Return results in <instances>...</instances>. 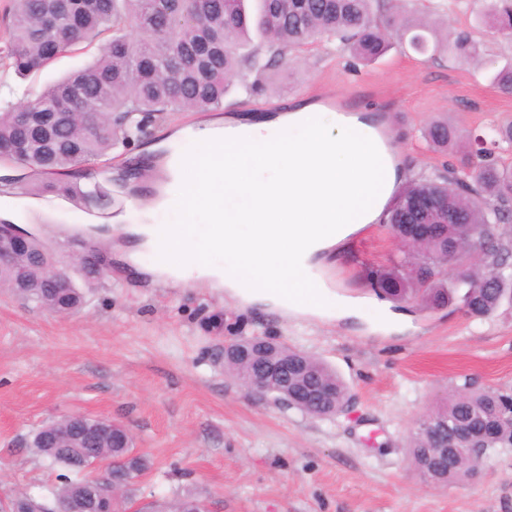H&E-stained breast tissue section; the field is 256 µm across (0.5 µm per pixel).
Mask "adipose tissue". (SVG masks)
<instances>
[{
	"label": "adipose tissue",
	"mask_w": 512,
	"mask_h": 512,
	"mask_svg": "<svg viewBox=\"0 0 512 512\" xmlns=\"http://www.w3.org/2000/svg\"><path fill=\"white\" fill-rule=\"evenodd\" d=\"M373 119L299 103L257 121L206 124L185 132L192 155L171 147L167 207L183 189L181 210L204 211L208 253L198 252L189 228L162 239L159 225L135 224L141 247L165 248L175 280H207L242 302H266L318 315L334 306L312 277L313 261L358 227L376 221L403 177L394 153L380 148Z\"/></svg>",
	"instance_id": "obj_1"
}]
</instances>
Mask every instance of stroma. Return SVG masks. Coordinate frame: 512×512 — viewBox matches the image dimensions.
<instances>
[{
    "label": "stroma",
    "instance_id": "stroma-1",
    "mask_svg": "<svg viewBox=\"0 0 512 512\" xmlns=\"http://www.w3.org/2000/svg\"><path fill=\"white\" fill-rule=\"evenodd\" d=\"M472 30V0H408ZM481 67L447 55L390 51L354 64L339 42H315L272 68V84L250 96L235 89L220 112H176L140 142L113 153V168L205 123L266 116L302 100L329 110H363L392 137L405 181L444 174L448 155L422 138L435 117L475 133L512 120V93L491 75L512 60V37L489 35ZM59 58L22 78L0 64V80L21 93L40 90L91 59ZM162 170L141 171L139 192L112 185V203L33 196L0 183L10 222L35 228L61 262L105 225L112 270L85 289L83 306L56 315L0 286V494L50 498L59 465L26 447L45 422L80 413L125 425L149 469L137 498L192 496L213 512H512V447L487 451L476 477L442 485L414 468L408 438L417 419L457 390L512 392V306L474 320L456 306L431 310L379 294L373 278L402 257L383 221L327 250L332 299L363 301L361 316L282 313L245 305L206 283L177 284L123 233L126 224L178 225L183 211L155 209ZM80 225L77 233L69 225ZM397 324L382 322L383 313ZM254 336L312 354L334 369L351 399L329 419L249 396L224 372V343Z\"/></svg>",
    "mask_w": 512,
    "mask_h": 512
}]
</instances>
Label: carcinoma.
<instances>
[{
    "label": "carcinoma",
    "mask_w": 512,
    "mask_h": 512,
    "mask_svg": "<svg viewBox=\"0 0 512 512\" xmlns=\"http://www.w3.org/2000/svg\"><path fill=\"white\" fill-rule=\"evenodd\" d=\"M10 0L5 19L7 35L0 42V61L19 75L39 72L59 57L82 50L102 37L98 52L85 67L50 85L21 106L0 109V165L23 156L28 173L17 183L30 193L80 195L99 206L112 200V189L96 184L83 191L77 178L89 161L101 165L112 184V151L146 135V124L164 121L172 112H213L224 108V97L239 78L249 94L265 90L272 63L308 43L338 40L350 57L369 65L396 46L425 55L451 54L477 64L485 54L483 38L448 27L436 30L402 6L385 0ZM478 19L492 34L512 35V0H476ZM60 35L54 53L47 35ZM491 81L512 90V64L496 71ZM84 91L81 111L69 104L70 92ZM422 137L435 151L451 152L455 161L447 174L406 184L398 196L430 194L447 202V212L427 217L429 236L403 246L404 261L377 275L390 298L416 301L430 309L452 303L460 291L462 309L470 318L494 314L512 297V275L506 272L512 246L505 228L512 224V166L494 156L500 143L512 144V122L497 124L491 135H472L441 118L430 120ZM484 236L482 255L469 263L468 274L454 279L445 263L448 248L473 236ZM492 259L501 267L499 279L483 282L484 265ZM0 281L19 298L49 312L66 315L84 303L75 280L66 288L46 282L45 271L31 261L0 270ZM282 351L302 355L303 365L290 386L327 384L336 398L302 404L297 410L318 418L342 411L345 383L322 360L286 344ZM252 362H224V370L241 380ZM512 395L499 390L463 392L429 414L436 425L454 428L463 422L489 420L483 437L489 448L512 447ZM64 438L58 448L34 442L35 452L61 465L67 474L52 491V503L31 499L42 512H62L71 489L84 484L93 471L107 476L129 470L141 475L148 461L133 455L119 441L103 440L98 451L71 447L68 423L58 420ZM413 459L428 473L427 461L438 454L421 428L410 437ZM470 477V463L432 475L437 482Z\"/></svg>",
    "instance_id": "obj_1"
}]
</instances>
